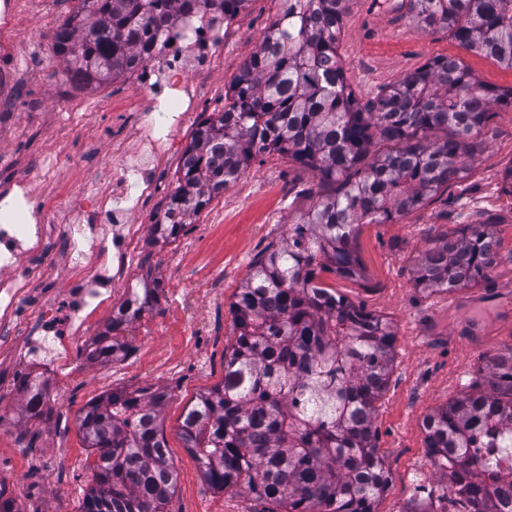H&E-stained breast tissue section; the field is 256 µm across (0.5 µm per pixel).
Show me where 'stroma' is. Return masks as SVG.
Instances as JSON below:
<instances>
[{
  "label": "stroma",
  "instance_id": "stroma-1",
  "mask_svg": "<svg viewBox=\"0 0 512 512\" xmlns=\"http://www.w3.org/2000/svg\"><path fill=\"white\" fill-rule=\"evenodd\" d=\"M16 3L11 24L0 27V74L7 76L0 81V98L12 114L0 124V147L13 157L0 169V197L12 196L39 159L61 155L75 161L76 169L62 168L33 183L34 196L49 200L67 190L79 202L87 183L106 191L98 170L109 164L116 146L136 142L125 109L146 110L150 101L137 94L135 74L86 90L67 83L59 57L33 49L40 23L60 26L74 0ZM277 10L276 0H250L237 22L225 27L223 50L189 79L202 100L193 122L223 111L226 91ZM21 47L29 54L18 68L14 59ZM338 53L346 82L363 106L444 56L461 60L488 86L512 87V69L467 50L448 32L422 29L408 0H348ZM190 138V130H181L161 155V185L144 200L138 223H152L163 210ZM477 142L463 180L393 223L360 226L356 277L321 278L338 296L388 321L394 332L395 358L374 414V443L388 477L376 512H402L418 486L434 492L446 485L432 463L422 422L470 388L489 358L512 351V192L502 179L512 166V111L497 110ZM317 184L310 169L271 153L213 198L175 242L140 239L139 258L126 276L133 282L147 275L156 280L158 304L145 318L164 325V332L126 337L124 352L108 362L89 360V341L79 339L68 369L41 376L58 397L46 403L40 419L30 420L24 410L19 380L27 364L21 344L0 337V384L13 391L7 411L15 423L0 437V478L17 481L16 512H81L94 484L97 454L83 440L80 416L101 395L148 387L169 393L162 430L178 478L167 512H264L265 502L210 488L184 446L180 424L198 395L224 378V356L235 341L231 305L253 259L307 209ZM480 224L492 231L498 253L488 279L450 293L416 285L414 261L429 239Z\"/></svg>",
  "mask_w": 512,
  "mask_h": 512
}]
</instances>
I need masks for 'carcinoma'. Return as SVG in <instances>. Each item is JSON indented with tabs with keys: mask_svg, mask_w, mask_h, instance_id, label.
I'll use <instances>...</instances> for the list:
<instances>
[{
	"mask_svg": "<svg viewBox=\"0 0 512 512\" xmlns=\"http://www.w3.org/2000/svg\"><path fill=\"white\" fill-rule=\"evenodd\" d=\"M52 37L66 74L95 89L149 58L162 16L201 5L233 18L250 0H77ZM280 10L226 93L224 112L198 123L178 186L151 225L153 243L176 240L247 167L277 152L319 178L312 203L282 239L253 260L232 304L235 343L224 379L185 412L184 447L217 491L237 489L285 512H375L387 474L374 444L375 401L393 360V332L381 317L347 303L321 274H359L362 224H389L468 171L473 138L512 88L479 82L458 60L438 57L361 107L337 54L347 0H278ZM412 19L445 30L471 51L512 69V0H409ZM386 149L370 153L372 146ZM497 261L486 227L432 239L415 265L433 292L488 278ZM158 301L141 280L113 313L88 358L110 361L117 333ZM480 390L427 416L426 447L467 512H512V467L475 452L512 441V352L479 369ZM25 412L42 415L28 378ZM163 388L111 392L79 418L98 451L95 485L82 512H166L177 472L160 430Z\"/></svg>",
	"mask_w": 512,
	"mask_h": 512,
	"instance_id": "obj_1",
	"label": "carcinoma"
}]
</instances>
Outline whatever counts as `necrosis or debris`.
Segmentation results:
<instances>
[{
	"label": "necrosis or debris",
	"mask_w": 512,
	"mask_h": 512,
	"mask_svg": "<svg viewBox=\"0 0 512 512\" xmlns=\"http://www.w3.org/2000/svg\"><path fill=\"white\" fill-rule=\"evenodd\" d=\"M224 16L207 9L180 15L164 25L158 46L137 70L138 92L151 95L154 109L135 115L139 145L119 151L101 179L117 184L115 193L88 194L85 208L69 224L59 223L67 195L32 206L28 183H19L15 203L0 209V333L27 340L26 356L38 367L59 368L73 342L93 335L97 315L126 290L125 266L144 225L125 204L128 185L140 195L158 188L156 159L171 146L176 128L198 105L184 89L188 75L207 67L224 47ZM57 244L66 259L64 292L30 310L27 301L39 275V258Z\"/></svg>",
	"instance_id": "obj_1"
}]
</instances>
